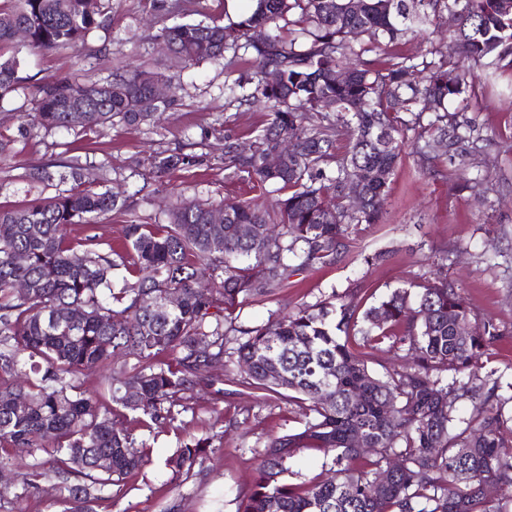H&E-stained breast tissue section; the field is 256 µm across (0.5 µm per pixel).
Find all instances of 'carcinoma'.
I'll return each instance as SVG.
<instances>
[{
  "label": "carcinoma",
  "mask_w": 512,
  "mask_h": 512,
  "mask_svg": "<svg viewBox=\"0 0 512 512\" xmlns=\"http://www.w3.org/2000/svg\"><path fill=\"white\" fill-rule=\"evenodd\" d=\"M512 0H256L253 12L225 22L191 20L186 0H143L147 13L175 21L152 36L168 45L172 67L149 65L102 81L36 82L26 56L75 48L105 24L112 0H14L0 8V102L32 83L30 129L47 133L95 131L150 124L182 90L180 70L243 52L252 66L250 92L225 82L239 105L268 104L270 118L243 155L224 137L225 180L248 178L276 186L275 205L261 209L227 196L219 203L177 194L165 224L142 222L134 195L121 196L89 177L73 158L66 173L33 166L24 175L40 194L26 204L0 207V465L10 448L49 454L68 512H94L110 486L150 463L146 441L124 425L133 415L150 432L171 426L175 408L198 388L225 395L211 373L231 363L229 382L279 399L308 402L303 428L269 440L257 477L236 512H512V383L483 370L481 357L505 338L492 319L471 315L454 284L438 268L413 291L398 288L362 309L354 296L270 314L259 325H238L225 312L265 299L297 272L335 260L355 224H376L405 144L423 170L441 173L442 148L474 132L448 112L464 102L488 59L512 54ZM447 13L458 26L447 54L409 55L400 45L423 34ZM24 28L27 38L16 41ZM346 79L336 81V73ZM277 75L272 83L268 77ZM157 85L167 95L153 110L136 112L129 99ZM86 111L70 112V101ZM333 104L329 110L326 103ZM206 136L197 151L164 150L148 159L149 177L165 189L176 171L209 167ZM279 165L266 164L285 143ZM364 204L350 207V178ZM72 181L68 189L54 180ZM224 212V223L210 215ZM130 216L124 253L98 234L75 242L70 227L92 229L101 216ZM25 284V292L16 288ZM176 294L179 304L166 307ZM460 322L470 333L457 332ZM363 347L396 354L397 367L381 378ZM167 353L171 361L159 356ZM137 360L128 366L126 358ZM107 372L103 392L112 408L78 384L83 370ZM454 370L449 379L444 372ZM470 402L466 418L456 404ZM363 435L366 447L350 441ZM209 443L179 441L165 465L176 477L203 463ZM305 448L332 458L323 483L288 480L290 460ZM110 459L99 469L100 457ZM393 467L387 484L376 475ZM492 486L498 497L487 495Z\"/></svg>",
  "instance_id": "1"
}]
</instances>
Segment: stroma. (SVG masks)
<instances>
[{"instance_id":"1","label":"stroma","mask_w":512,"mask_h":512,"mask_svg":"<svg viewBox=\"0 0 512 512\" xmlns=\"http://www.w3.org/2000/svg\"><path fill=\"white\" fill-rule=\"evenodd\" d=\"M155 31L140 0H113L108 25L92 30L76 48L30 56L27 72L45 81H103L118 68L139 64L131 38ZM181 81L184 89L177 105L153 126L78 134L33 131L24 149L0 164V207L27 200V168L73 157L93 162L114 191L138 192L136 214L151 223H166L176 192L211 202L231 193L271 204L273 194L224 182V138L251 141L252 130L267 118L263 103L248 109L231 103L220 60L184 69ZM458 119L475 124L479 140L474 145L458 143L440 158L446 177L422 172L412 143H405L380 223L352 227L349 247L335 263L306 269L271 298L245 303L234 311L237 321L261 324L271 312L314 304L334 292L355 294L367 308L394 289L426 282L439 261L473 314L493 319L506 332V339L483 362L512 381V62L502 61L498 71L480 73ZM204 136L211 145L208 171H179L171 176L169 190L154 195L143 190L141 160L157 151L187 147ZM474 146L485 182L471 189L460 180L461 160ZM380 250L389 251L387 261L366 264V256ZM187 405L181 415L184 429L211 440L203 467L195 468L186 481L173 479L165 461L177 447L180 430L147 434L151 464L128 478L122 491H105L96 512H236L237 497L251 487L269 437L299 431L305 419L304 408L297 404L247 390L221 399L198 393ZM34 464L40 465L43 476L32 489L24 485L22 475ZM51 469L45 453L12 449L10 463L0 470V484L7 488L0 495V512H65L60 481Z\"/></svg>"}]
</instances>
